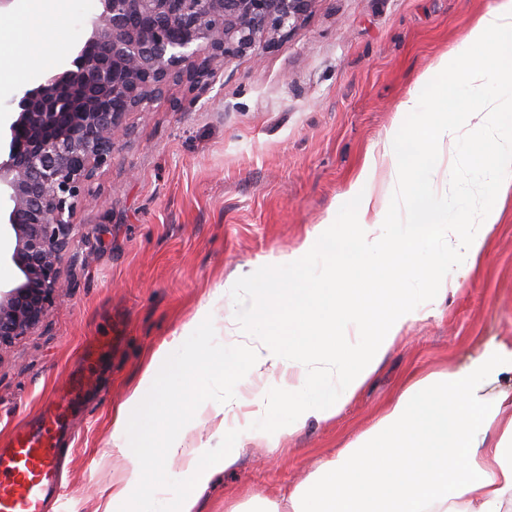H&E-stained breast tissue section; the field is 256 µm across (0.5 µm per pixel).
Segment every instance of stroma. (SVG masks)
<instances>
[{"mask_svg": "<svg viewBox=\"0 0 512 512\" xmlns=\"http://www.w3.org/2000/svg\"><path fill=\"white\" fill-rule=\"evenodd\" d=\"M498 0H318L274 51L218 68L207 85L169 82L149 111L128 113L126 133L73 220L80 234L61 260L63 296L44 323L0 350V448L58 389L92 377L63 400L58 435L69 494L51 512H104L131 467L112 444V411L225 289L278 275L265 259L297 248L381 154L398 105ZM100 0H69L60 20L38 16L57 46L48 68L0 81V116L25 91L67 68L91 33ZM427 206L477 218L494 184L467 145L438 154ZM486 259L459 292L407 325L384 364L343 412L309 421L277 447L245 441L238 464L217 470L198 512H231L254 494L279 498L372 425L414 373L447 371L490 341L512 347V192L501 202ZM103 352L85 364L89 339Z\"/></svg>", "mask_w": 512, "mask_h": 512, "instance_id": "1", "label": "stroma"}]
</instances>
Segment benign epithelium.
<instances>
[{
    "instance_id": "obj_1",
    "label": "benign epithelium",
    "mask_w": 512,
    "mask_h": 512,
    "mask_svg": "<svg viewBox=\"0 0 512 512\" xmlns=\"http://www.w3.org/2000/svg\"><path fill=\"white\" fill-rule=\"evenodd\" d=\"M70 67L26 91L0 126L4 232L14 240L0 286V350L39 327L60 298V263L78 233L77 205L126 134L127 113L172 79L202 85L216 67L271 51L319 0H100Z\"/></svg>"
}]
</instances>
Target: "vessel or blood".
I'll return each mask as SVG.
<instances>
[{"label": "vessel or blood", "instance_id": "b4317fda", "mask_svg": "<svg viewBox=\"0 0 512 512\" xmlns=\"http://www.w3.org/2000/svg\"><path fill=\"white\" fill-rule=\"evenodd\" d=\"M57 457L49 426L18 436L0 454V512H46L48 498L62 492Z\"/></svg>", "mask_w": 512, "mask_h": 512}]
</instances>
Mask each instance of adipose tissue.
Instances as JSON below:
<instances>
[{"label":"adipose tissue","mask_w":512,"mask_h":512,"mask_svg":"<svg viewBox=\"0 0 512 512\" xmlns=\"http://www.w3.org/2000/svg\"><path fill=\"white\" fill-rule=\"evenodd\" d=\"M68 2L25 0L10 18L13 73L36 70L52 58L51 35L31 25V13H57ZM504 33H512V0H500L477 20L470 52L441 57L400 104L381 155L389 166L391 201L425 211L429 185L423 173L431 155L457 145L448 135V117L458 112L474 141L483 142L479 163L498 192L512 190V56L484 51ZM388 216V207L377 206L362 182H355L345 206L314 236L276 258L285 287L255 285L247 315L227 311L226 333L244 321L263 340L236 345L224 357L223 397L204 401L193 395L211 363L195 332L212 318V305L202 306L182 330L183 361L172 363L167 350L154 354L141 386L112 415V442L133 459L126 482L112 493L114 512L133 490L168 486V472L153 470L151 463L177 454L196 424L211 422L226 433L238 410L249 406L247 437L272 444L309 421L336 418L377 373L404 328L447 297L449 273L465 277L485 256L500 213L492 204L478 224L463 216L453 222L432 216L403 227ZM316 255L325 267L321 279L309 272ZM404 258L410 264L400 274L422 286L392 294L388 316L370 327L366 308L380 300V291L357 292L352 283ZM401 434L409 435L417 453L413 478L406 475L403 456L393 455L386 465L380 460ZM447 461L453 464L449 474L441 470ZM185 475L192 487L175 504L143 502L138 512H196L211 465L194 453ZM281 497L288 512H512V349L494 346L455 370L411 377L371 427Z\"/></svg>","instance_id":"obj_1"}]
</instances>
